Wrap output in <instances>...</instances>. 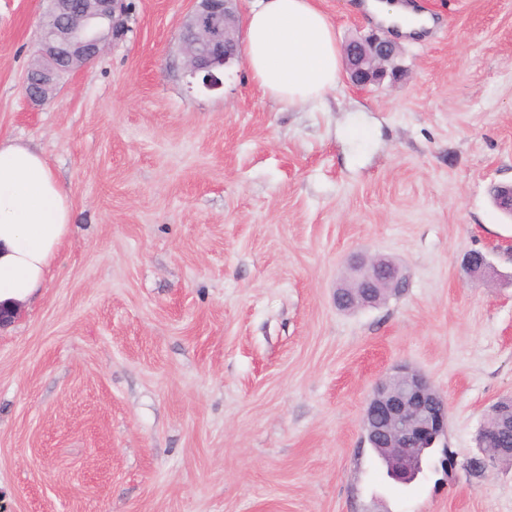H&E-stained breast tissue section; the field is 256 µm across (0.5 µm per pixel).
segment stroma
I'll use <instances>...</instances> for the list:
<instances>
[{"instance_id":"1","label":"stroma","mask_w":512,"mask_h":512,"mask_svg":"<svg viewBox=\"0 0 512 512\" xmlns=\"http://www.w3.org/2000/svg\"><path fill=\"white\" fill-rule=\"evenodd\" d=\"M317 0L339 42L375 21ZM397 81L315 105L245 63L184 70L190 0H126L128 29L40 105L22 91L46 0H0V136L42 151L74 230L0 330V512H512V465L475 477L512 397V0H409ZM486 254L485 275L464 259ZM407 290L338 310L351 255ZM407 364L448 401L402 484L369 450L376 380Z\"/></svg>"}]
</instances>
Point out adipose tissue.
<instances>
[{
  "label": "adipose tissue",
  "instance_id": "adipose-tissue-1",
  "mask_svg": "<svg viewBox=\"0 0 512 512\" xmlns=\"http://www.w3.org/2000/svg\"><path fill=\"white\" fill-rule=\"evenodd\" d=\"M366 11L410 35L429 14L398 0H367ZM252 80L289 105L322 101L335 91L342 64L336 31L314 0H252L240 45ZM72 205L43 153L0 138V303L20 307L48 279L71 232Z\"/></svg>",
  "mask_w": 512,
  "mask_h": 512
}]
</instances>
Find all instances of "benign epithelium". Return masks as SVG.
Segmentation results:
<instances>
[{"instance_id":"benign-epithelium-1","label":"benign epithelium","mask_w":512,"mask_h":512,"mask_svg":"<svg viewBox=\"0 0 512 512\" xmlns=\"http://www.w3.org/2000/svg\"><path fill=\"white\" fill-rule=\"evenodd\" d=\"M182 38L184 67L199 77L208 89L223 84L224 66L236 58L240 38V0H193ZM52 28L43 29L36 44V64L26 74L22 89L30 101L41 103L53 93L60 80L81 67L96 62L112 37L127 28L128 9L124 0H48ZM399 45L377 32L359 35L343 48L346 78L357 88L381 83L396 73ZM353 280L362 288L360 298L349 302V289L336 288V305L362 309L377 305L376 295L365 290L392 289L399 296L407 280L394 262L383 257L353 255L349 259ZM473 274L489 267L487 256L473 252L466 258ZM372 433L391 450L398 473L405 477L416 466L417 450L427 447L447 428L448 403L420 372L400 365L378 382L365 410Z\"/></svg>"}]
</instances>
